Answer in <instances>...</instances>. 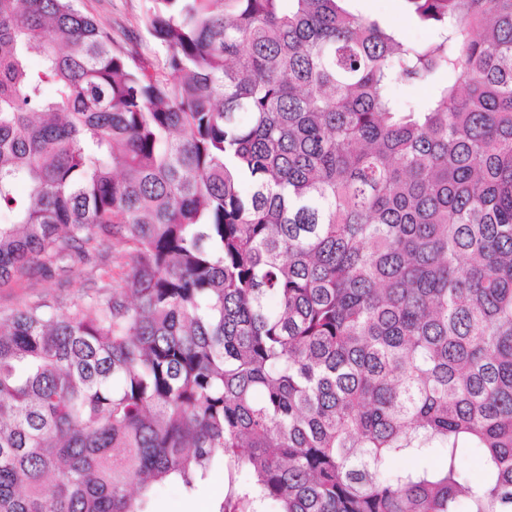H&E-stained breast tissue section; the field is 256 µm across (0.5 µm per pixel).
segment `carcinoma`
Here are the masks:
<instances>
[{"label": "carcinoma", "mask_w": 512, "mask_h": 512, "mask_svg": "<svg viewBox=\"0 0 512 512\" xmlns=\"http://www.w3.org/2000/svg\"><path fill=\"white\" fill-rule=\"evenodd\" d=\"M347 2L0 0V283L130 256L0 320V512H512V0ZM78 6L95 17L110 24L119 34L124 29L130 45L154 61H161L166 51L152 39L138 24L145 12L147 0H78ZM348 3L354 11L364 16L379 18L398 28L411 40H426L431 34L430 30L417 26L409 19L402 0H353ZM226 472L215 468L207 479L199 485L196 492L188 496L174 485H165L158 489L148 504L153 512H213L224 491Z\"/></svg>", "instance_id": "obj_1"}]
</instances>
